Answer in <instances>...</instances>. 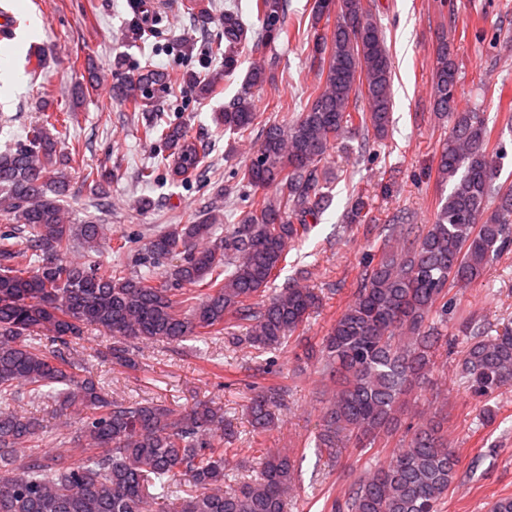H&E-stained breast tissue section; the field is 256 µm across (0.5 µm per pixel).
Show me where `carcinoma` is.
Segmentation results:
<instances>
[{"mask_svg": "<svg viewBox=\"0 0 512 512\" xmlns=\"http://www.w3.org/2000/svg\"><path fill=\"white\" fill-rule=\"evenodd\" d=\"M185 9L198 28L209 24L210 0H188ZM251 10L257 27L226 9L224 40L207 45L224 73L183 77L204 98L234 72L243 49L259 59L215 116L238 140L261 127L249 163L224 186V195L238 190L247 198L224 235L211 217L174 224L133 255L134 272L75 260L80 248L97 250L101 226L64 222L70 181L57 167L49 127H66L67 113L45 115L24 142L0 153V215L12 220L0 230V512H288L294 460L279 449L254 465L237 459V431L223 405L208 399L175 409L111 397L74 359L89 328L112 338L101 357L133 371L139 343L222 338L276 351L322 306L312 288L290 282L273 291L271 284L332 202L329 150L356 130L365 152L387 136L392 61L366 0H315L305 34L318 86L292 121L269 122L256 111L252 88L276 80L280 49L291 41L288 0H253ZM457 83L458 66L441 40L432 96L448 137L437 174L451 190L434 222L398 219L399 238L381 240L320 349L307 352L336 384L317 437L330 455L342 445L368 451L393 435L421 400L436 353L448 347L449 288L469 287L512 249V184L492 188L494 129L484 113L458 110ZM166 88L164 73L145 66L121 77L115 95L141 114L142 135L164 147L159 163L186 181L205 150L165 115ZM83 179L104 199L112 170H88ZM466 329L461 376L489 400L512 387V326L494 336L470 321ZM266 375L253 376L244 408L258 431L285 409V386ZM46 402L74 427L64 450L44 447L49 431L36 410ZM460 464L434 411L384 464L354 478L330 512H441Z\"/></svg>", "mask_w": 512, "mask_h": 512, "instance_id": "carcinoma-1", "label": "carcinoma"}]
</instances>
